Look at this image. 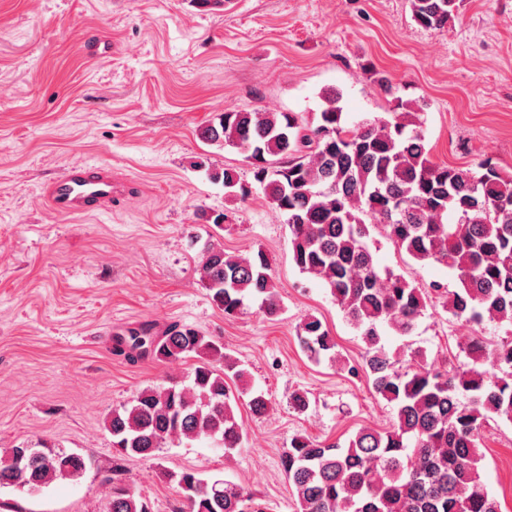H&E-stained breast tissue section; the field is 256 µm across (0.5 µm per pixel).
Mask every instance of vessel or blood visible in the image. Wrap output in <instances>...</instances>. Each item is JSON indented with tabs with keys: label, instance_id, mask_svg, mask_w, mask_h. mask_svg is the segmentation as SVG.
Here are the masks:
<instances>
[{
	"label": "vessel or blood",
	"instance_id": "vessel-or-blood-1",
	"mask_svg": "<svg viewBox=\"0 0 512 512\" xmlns=\"http://www.w3.org/2000/svg\"><path fill=\"white\" fill-rule=\"evenodd\" d=\"M44 191L50 210L69 217L100 213L125 195L110 168L84 160L69 164L46 183Z\"/></svg>",
	"mask_w": 512,
	"mask_h": 512
}]
</instances>
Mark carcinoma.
<instances>
[{
	"label": "carcinoma",
	"instance_id": "obj_1",
	"mask_svg": "<svg viewBox=\"0 0 512 512\" xmlns=\"http://www.w3.org/2000/svg\"><path fill=\"white\" fill-rule=\"evenodd\" d=\"M462 2L409 0L413 20L432 30L448 27ZM322 99L314 128L293 112L226 109L200 131L207 143L246 154L254 182L286 216L294 264L324 284L359 333L372 388L395 410L388 429L363 426L342 445L292 437L281 465L297 512H501L478 474L476 435L496 416L512 421V338L496 344L468 338L466 369L418 362L398 371L397 353L382 336L409 335L428 300L403 275L380 268L367 239L381 226L415 261L454 271L458 287L442 296L452 316L512 326V174L489 161L477 171L435 162L418 117L422 107L408 100L395 98L387 118L347 127L340 94L327 90ZM200 166L225 194L244 200L252 193L236 170ZM199 278L226 317L238 315L248 297L261 300L267 317L280 314L261 250L242 256L210 245ZM299 338L316 360L336 348L315 316L303 320ZM117 345L133 362L197 359L191 385L150 386L112 411L105 425L120 454L149 456L169 442L202 438L219 441L226 452L242 447L243 426L227 379L242 383L245 372L223 344L175 325L160 336L143 328ZM239 395L249 396L253 416L267 413L264 394L243 387ZM20 457L27 466L18 473L7 461ZM86 466L80 454L21 444L0 454V488L39 491L80 476ZM168 478L186 512H262L248 490L224 478H203L196 470ZM108 512L151 509L119 480L112 483Z\"/></svg>",
	"mask_w": 512,
	"mask_h": 512
}]
</instances>
